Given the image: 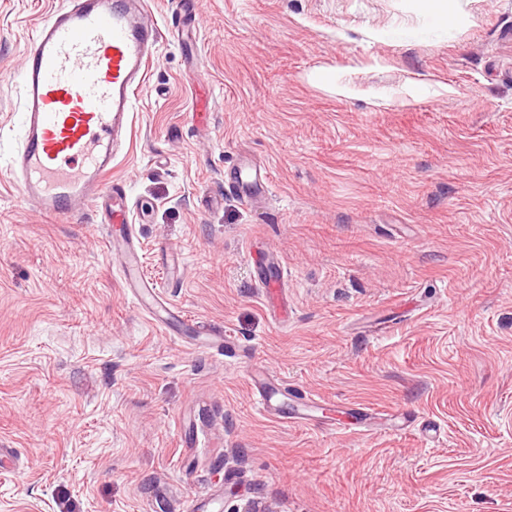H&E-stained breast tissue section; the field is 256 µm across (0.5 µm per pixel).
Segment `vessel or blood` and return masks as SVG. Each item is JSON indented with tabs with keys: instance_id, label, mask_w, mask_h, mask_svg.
<instances>
[{
	"instance_id": "vessel-or-blood-1",
	"label": "vessel or blood",
	"mask_w": 512,
	"mask_h": 512,
	"mask_svg": "<svg viewBox=\"0 0 512 512\" xmlns=\"http://www.w3.org/2000/svg\"><path fill=\"white\" fill-rule=\"evenodd\" d=\"M160 38L147 0H65L53 9L22 62L23 122L10 169L22 197L42 213L71 217L103 209L105 223L112 226L105 250L118 266L123 288L164 331L184 336L192 324L142 275L127 188L109 178ZM229 185L247 204L270 187L267 172L245 157ZM273 263L270 257L261 261L259 275L270 303L282 299L283 275ZM249 380L264 415L307 421L320 408L307 392L288 395L263 365L253 366Z\"/></svg>"
}]
</instances>
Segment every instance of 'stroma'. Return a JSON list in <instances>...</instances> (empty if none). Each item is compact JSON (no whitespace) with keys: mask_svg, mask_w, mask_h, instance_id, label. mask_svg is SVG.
<instances>
[{"mask_svg":"<svg viewBox=\"0 0 512 512\" xmlns=\"http://www.w3.org/2000/svg\"><path fill=\"white\" fill-rule=\"evenodd\" d=\"M447 2L444 23L421 0H195L178 34L180 0H149L163 38L112 175L144 274L225 355L132 303L94 211L22 199L21 64L61 0H0V512H187L205 491L212 512H512V0ZM245 154L270 177L255 206L228 187ZM255 361L413 426L267 418ZM272 265L275 272H268L267 269ZM261 273L259 274V288H262L267 303L282 302L281 288L283 285V274L276 269L275 262L271 256L266 257L259 263Z\"/></svg>","mask_w":512,"mask_h":512,"instance_id":"obj_1","label":"stroma"}]
</instances>
